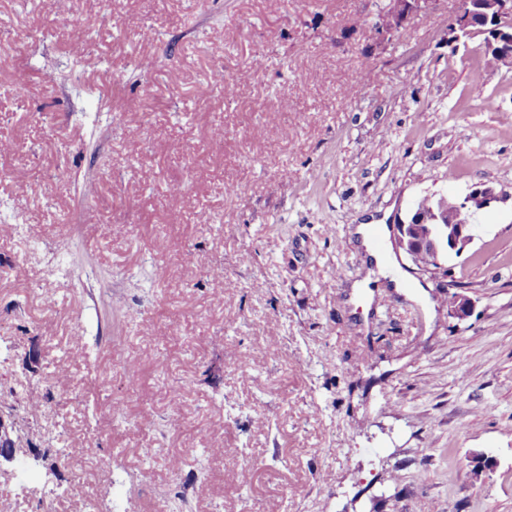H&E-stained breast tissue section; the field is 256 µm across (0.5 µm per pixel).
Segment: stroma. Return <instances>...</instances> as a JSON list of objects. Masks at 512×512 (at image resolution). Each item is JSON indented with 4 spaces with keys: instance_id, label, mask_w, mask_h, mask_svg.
Here are the masks:
<instances>
[{
    "instance_id": "obj_1",
    "label": "stroma",
    "mask_w": 512,
    "mask_h": 512,
    "mask_svg": "<svg viewBox=\"0 0 512 512\" xmlns=\"http://www.w3.org/2000/svg\"><path fill=\"white\" fill-rule=\"evenodd\" d=\"M378 2L0 0V393L66 440L0 512H512V64ZM479 184L444 269L379 243L427 302L365 287L355 225ZM431 0H391L387 9L374 16L372 30L382 40L392 37L412 15L426 14Z\"/></svg>"
}]
</instances>
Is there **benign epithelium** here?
<instances>
[{"label": "benign epithelium", "instance_id": "1", "mask_svg": "<svg viewBox=\"0 0 512 512\" xmlns=\"http://www.w3.org/2000/svg\"><path fill=\"white\" fill-rule=\"evenodd\" d=\"M431 0H389L387 9L374 16L372 30L382 39L392 37L397 29L412 15L427 13ZM492 16L496 28L509 35L512 43V0H462L455 17V32H472L483 19ZM478 201L486 209L499 200L494 190L487 186H474L457 199L460 206ZM398 241L407 253L426 252L435 258V268H442V261L450 255L462 254L474 240V225L465 220L459 224H439L436 220L426 223L414 214L407 224L397 225ZM31 438L28 427L11 409L0 408V459L13 462L30 453Z\"/></svg>", "mask_w": 512, "mask_h": 512}]
</instances>
